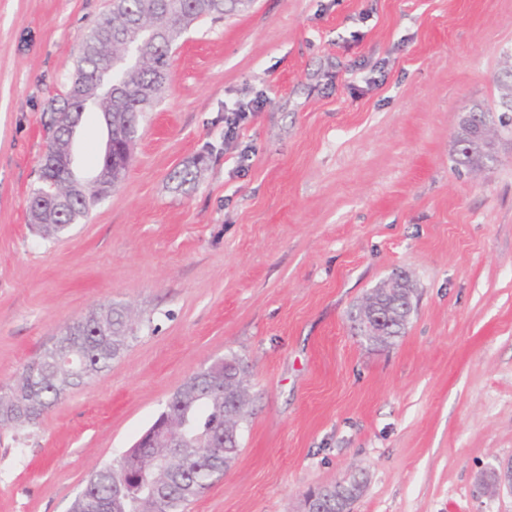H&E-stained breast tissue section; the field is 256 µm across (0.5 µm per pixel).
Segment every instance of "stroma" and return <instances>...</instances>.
<instances>
[{
  "mask_svg": "<svg viewBox=\"0 0 512 512\" xmlns=\"http://www.w3.org/2000/svg\"><path fill=\"white\" fill-rule=\"evenodd\" d=\"M110 2L0 0V386L91 309L139 326L36 426L0 428V512H69L188 376L231 356L240 450L186 512H305L352 473L353 512H512L511 494L473 495L512 460V139L488 169L453 162L460 117L497 98L512 0H247L196 21L121 183L44 241L27 214L43 111ZM106 141L88 107L82 181ZM401 271L409 323L371 346L347 314Z\"/></svg>",
  "mask_w": 512,
  "mask_h": 512,
  "instance_id": "obj_1",
  "label": "stroma"
}]
</instances>
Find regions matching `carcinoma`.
Wrapping results in <instances>:
<instances>
[{"label":"carcinoma","mask_w":512,"mask_h":512,"mask_svg":"<svg viewBox=\"0 0 512 512\" xmlns=\"http://www.w3.org/2000/svg\"><path fill=\"white\" fill-rule=\"evenodd\" d=\"M241 0H114L112 9L82 35V54L64 96L50 100L43 128L49 137L63 136L73 116L94 105L112 115V139L130 141L139 119L150 109L169 78V53L182 33L203 17H221L227 4ZM471 121L461 120L456 138H470L473 130L512 129V111L470 110ZM484 156L460 149L453 161L458 174L482 166ZM130 157H117L107 171L117 185ZM42 185L29 194L28 208L53 211L49 223L36 225L42 239L56 237L85 217L100 200L96 186L87 185L78 196L68 195L50 172L40 168ZM405 309L388 318L390 339L405 333ZM126 309L109 304L89 311L57 336L22 368L10 385L0 387V426L24 429L37 422L66 392L88 384L120 356L133 335ZM71 354L75 362H63ZM240 367L234 358H222L190 375L172 394L154 425L167 430L173 458L152 464L153 455L169 450L155 447L150 436L139 440L124 456L125 476L115 480L107 467L93 472L74 501L71 512H185L191 499L208 490L236 458L240 441L206 451L194 435L224 434V418L231 399L224 396V376Z\"/></svg>","instance_id":"cac0c4a2"}]
</instances>
